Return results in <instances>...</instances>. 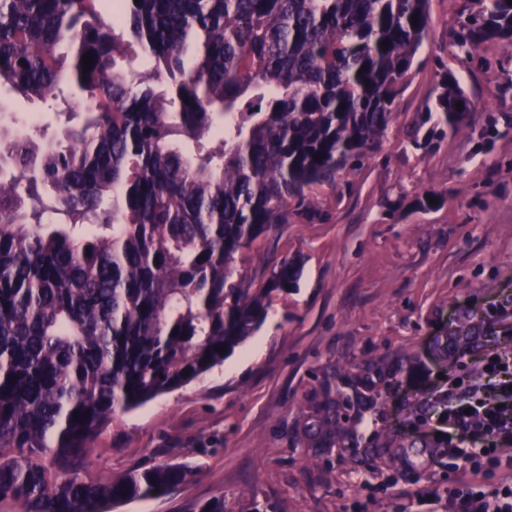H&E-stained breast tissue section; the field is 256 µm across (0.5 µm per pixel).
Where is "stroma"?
Wrapping results in <instances>:
<instances>
[{"label": "stroma", "instance_id": "1", "mask_svg": "<svg viewBox=\"0 0 512 512\" xmlns=\"http://www.w3.org/2000/svg\"><path fill=\"white\" fill-rule=\"evenodd\" d=\"M467 0H430L431 24L380 147L289 203L288 221L238 256L262 285L283 257L296 287L197 380L117 414L92 445L96 479L185 463L188 482L111 512H448L465 463L438 415L454 379L512 355V43L460 54ZM473 102L457 134L426 118L440 73ZM37 138L52 101L6 95ZM439 201L421 207L425 193ZM468 327L450 351L448 332Z\"/></svg>", "mask_w": 512, "mask_h": 512}]
</instances>
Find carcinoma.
I'll return each mask as SVG.
<instances>
[{
    "label": "carcinoma",
    "instance_id": "cac0c4a2",
    "mask_svg": "<svg viewBox=\"0 0 512 512\" xmlns=\"http://www.w3.org/2000/svg\"><path fill=\"white\" fill-rule=\"evenodd\" d=\"M469 2L459 53L512 42L509 0ZM429 18V0H126L115 23L112 0H0V93L64 117L39 143L0 104V502L108 512L187 481L180 463L89 478V445L224 363L297 284L295 259L260 288L231 264L378 146ZM472 110L443 72L430 111L458 131Z\"/></svg>",
    "mask_w": 512,
    "mask_h": 512
}]
</instances>
